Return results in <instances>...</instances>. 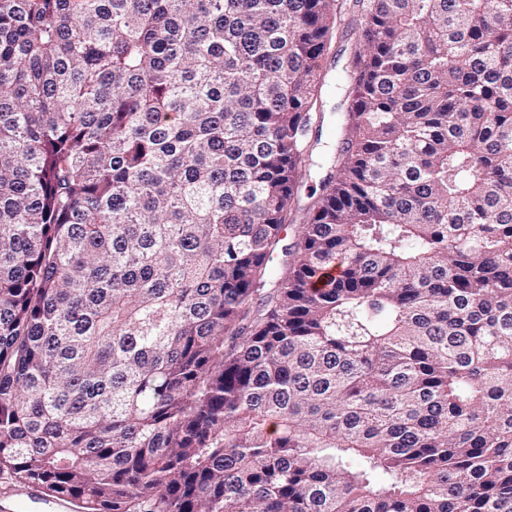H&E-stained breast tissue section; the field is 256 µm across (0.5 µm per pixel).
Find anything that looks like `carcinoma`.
<instances>
[{"instance_id":"cac0c4a2","label":"carcinoma","mask_w":512,"mask_h":512,"mask_svg":"<svg viewBox=\"0 0 512 512\" xmlns=\"http://www.w3.org/2000/svg\"><path fill=\"white\" fill-rule=\"evenodd\" d=\"M343 8L0 0L1 472L84 512H512V0H353L297 225ZM357 17L350 15L346 18L347 36L343 39L333 41L327 51L324 66H326L329 84L323 89L325 123L321 144L318 145L317 153H327L332 150L333 144L329 138L332 128L336 124V107L343 103V97L339 90H336V78L339 77L349 56L351 45L358 36V26L355 21Z\"/></svg>"}]
</instances>
